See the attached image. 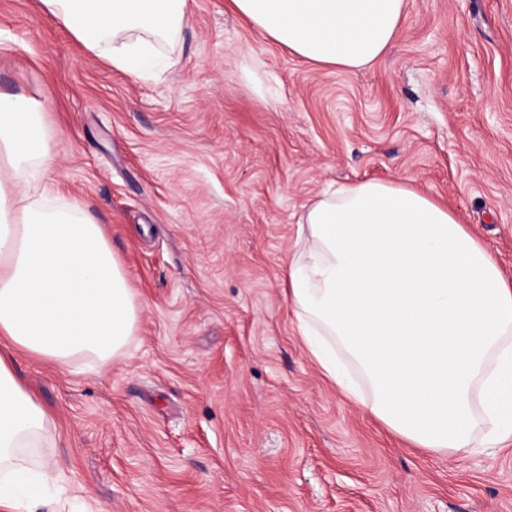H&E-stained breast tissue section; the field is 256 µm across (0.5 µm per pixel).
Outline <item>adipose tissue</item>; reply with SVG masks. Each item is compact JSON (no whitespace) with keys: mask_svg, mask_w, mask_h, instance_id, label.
<instances>
[{"mask_svg":"<svg viewBox=\"0 0 512 512\" xmlns=\"http://www.w3.org/2000/svg\"><path fill=\"white\" fill-rule=\"evenodd\" d=\"M116 69L149 68L188 0H40ZM252 28L311 64L370 66L408 0H230ZM45 112L0 92V342L69 372L127 357L140 307L101 226L54 205ZM302 342L343 394L434 453L512 444V278L447 207L400 180L323 193L286 267ZM54 417L0 356V512H40L59 479Z\"/></svg>","mask_w":512,"mask_h":512,"instance_id":"obj_1","label":"adipose tissue"}]
</instances>
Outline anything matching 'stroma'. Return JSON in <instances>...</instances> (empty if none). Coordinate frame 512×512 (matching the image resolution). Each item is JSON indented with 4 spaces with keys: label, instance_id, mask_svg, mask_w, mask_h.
<instances>
[{
    "label": "stroma",
    "instance_id": "1",
    "mask_svg": "<svg viewBox=\"0 0 512 512\" xmlns=\"http://www.w3.org/2000/svg\"><path fill=\"white\" fill-rule=\"evenodd\" d=\"M189 6L135 77L0 0V92L43 104L57 201L103 225L142 304L105 371L11 356L59 433L43 512H512V447L390 433L321 374L284 276L328 184L407 177L512 277V0H409L358 72Z\"/></svg>",
    "mask_w": 512,
    "mask_h": 512
}]
</instances>
